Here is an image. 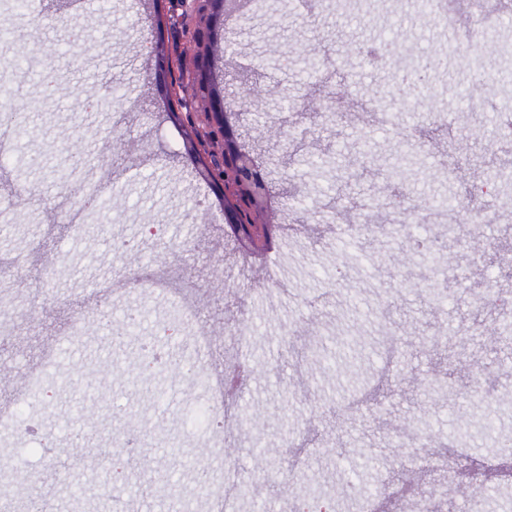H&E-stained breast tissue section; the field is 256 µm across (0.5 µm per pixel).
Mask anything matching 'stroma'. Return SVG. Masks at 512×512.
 Returning <instances> with one entry per match:
<instances>
[{
	"label": "stroma",
	"instance_id": "35a3bbf8",
	"mask_svg": "<svg viewBox=\"0 0 512 512\" xmlns=\"http://www.w3.org/2000/svg\"><path fill=\"white\" fill-rule=\"evenodd\" d=\"M184 10L39 0L7 23L0 86L25 133L20 156L0 155V273L12 279L0 297V486L11 490L0 512H27L33 493L51 512H97L114 492L98 468L107 452L166 474L147 512H174L177 500L208 512L233 472L249 488L233 512L260 502L291 512L313 488L335 497L336 512H377L401 495L398 444L442 461L417 489L436 492L444 512H512L502 469L512 334H484L512 309V275L489 262L512 256V222L495 219L512 212V184L479 199L461 189L512 170V148L482 129L498 122L501 65L478 73L449 59V26L420 0H185ZM386 43L394 55L371 56ZM425 60L427 78L399 96L403 71ZM313 65L341 102L313 98ZM243 71L263 87L262 112L239 119L274 195L263 250L227 223L221 191L184 147L186 111H206ZM462 85L475 96L459 99ZM394 184L409 224L451 197L460 224L480 229L482 257L438 216L419 236L457 266H430L394 229L382 192ZM148 221L164 235L146 236ZM181 323L168 349L187 370L140 378L148 336ZM447 328V344L429 350ZM57 375L68 387L30 409L32 377ZM212 401L226 435L189 432L187 416ZM33 412L52 446L11 430L14 415ZM466 416L493 417L494 439L475 432L456 446ZM73 457L85 465L78 497L59 473ZM363 460V485L340 495L349 462ZM487 482L496 499L482 495Z\"/></svg>",
	"mask_w": 512,
	"mask_h": 512
}]
</instances>
